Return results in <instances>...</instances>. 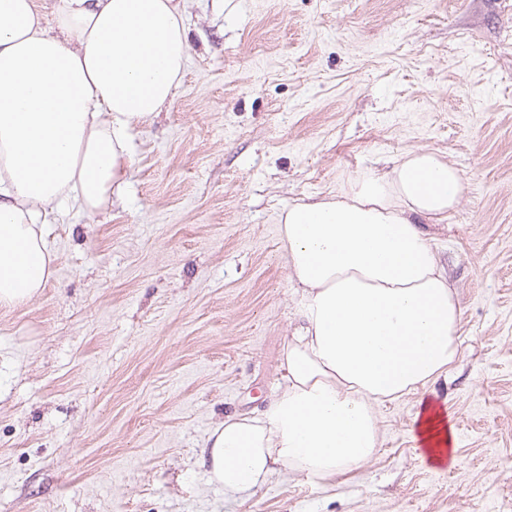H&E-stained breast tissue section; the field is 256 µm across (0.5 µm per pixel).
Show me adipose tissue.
<instances>
[{"label": "adipose tissue", "mask_w": 512, "mask_h": 512, "mask_svg": "<svg viewBox=\"0 0 512 512\" xmlns=\"http://www.w3.org/2000/svg\"><path fill=\"white\" fill-rule=\"evenodd\" d=\"M188 56L173 0H60L50 21L37 0H0L1 307L51 276L49 215L122 193L137 127L173 98ZM462 192L455 168L413 152L335 198L288 206L281 234L303 324L268 409L209 434L210 483L240 496L281 467L331 479L375 454L374 404L447 374L462 308L426 227L447 223ZM414 437L447 462L454 434L432 400Z\"/></svg>", "instance_id": "1"}]
</instances>
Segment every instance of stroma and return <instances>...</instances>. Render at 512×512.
Returning a JSON list of instances; mask_svg holds the SVG:
<instances>
[{"mask_svg": "<svg viewBox=\"0 0 512 512\" xmlns=\"http://www.w3.org/2000/svg\"><path fill=\"white\" fill-rule=\"evenodd\" d=\"M180 4L190 57L123 196L51 215L54 274L0 310V512H512V0ZM419 151L464 184L428 227L454 364L375 406L368 463L225 495L202 447L266 410L301 323L281 212ZM424 396L455 432L444 466L412 438Z\"/></svg>", "mask_w": 512, "mask_h": 512, "instance_id": "obj_1", "label": "stroma"}]
</instances>
